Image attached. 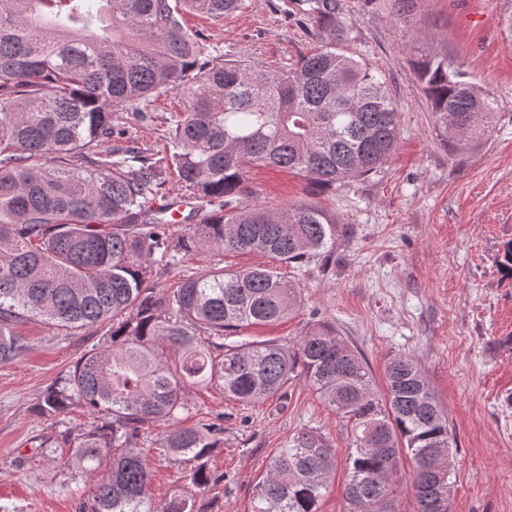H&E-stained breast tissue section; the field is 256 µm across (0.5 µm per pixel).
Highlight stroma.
Returning <instances> with one entry per match:
<instances>
[{
  "label": "stroma",
  "instance_id": "1",
  "mask_svg": "<svg viewBox=\"0 0 512 512\" xmlns=\"http://www.w3.org/2000/svg\"><path fill=\"white\" fill-rule=\"evenodd\" d=\"M285 2L245 0L224 18L190 15L186 24L209 50L282 70L315 48L304 19L286 15ZM338 3L350 28L345 48L381 74L398 110L399 140L375 174L335 189L284 170H250L252 203H318L335 214L338 232L335 265L311 264L295 275L304 295L299 314L242 336L293 343L311 319L327 321L379 384L391 355L414 356L457 444L452 512H512V275L501 264L512 241V39L504 33L512 0ZM435 54L499 101L498 122L479 149L456 155L441 140L417 69ZM177 107L173 95L159 101L154 122L121 111L113 122L157 155ZM18 332L26 354L0 364V512H81L88 481L75 477L68 449L37 452L38 438L54 428L34 407L62 371L103 346L105 330L65 333L31 320ZM185 399L184 425L224 416V446L209 462L224 480L199 494L202 512H248L269 458L304 428L336 450L320 512H344L350 433L302 379L248 406L215 386L189 388ZM167 430L153 426L140 440L157 502L182 486L188 469L160 447Z\"/></svg>",
  "mask_w": 512,
  "mask_h": 512
}]
</instances>
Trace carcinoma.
<instances>
[{
    "instance_id": "1",
    "label": "carcinoma",
    "mask_w": 512,
    "mask_h": 512,
    "mask_svg": "<svg viewBox=\"0 0 512 512\" xmlns=\"http://www.w3.org/2000/svg\"><path fill=\"white\" fill-rule=\"evenodd\" d=\"M296 2L319 48L272 71L214 55L184 27L187 13L219 20L242 0H0V364L27 351L15 328L29 319L107 328L106 349L77 358L35 405L48 420L93 416L90 428L59 429L38 445L69 449L89 477L84 512H198L196 494L224 481L209 467L224 417L181 425L184 389L215 385L248 406L295 377L351 423L347 512H378L381 500L391 512H451L448 414L413 356L389 357L380 396L362 355L328 322L307 323L288 345L236 340L300 310V285L285 271L328 265L338 230L315 203H246L249 169L284 168L333 188L375 173L400 134L385 83L342 47L350 29L338 0ZM418 71L448 151L485 145L497 98L446 58H425ZM174 90L184 104L165 119V155L112 144L125 136L113 113L151 121ZM168 169L195 201L183 227L152 203ZM226 251L278 266L212 263L174 288L151 283L175 253ZM159 421L172 425L163 447L191 466L187 490L156 504L136 443ZM335 463L325 436L298 431L269 460L249 512H319ZM435 502L443 508L429 509Z\"/></svg>"
}]
</instances>
